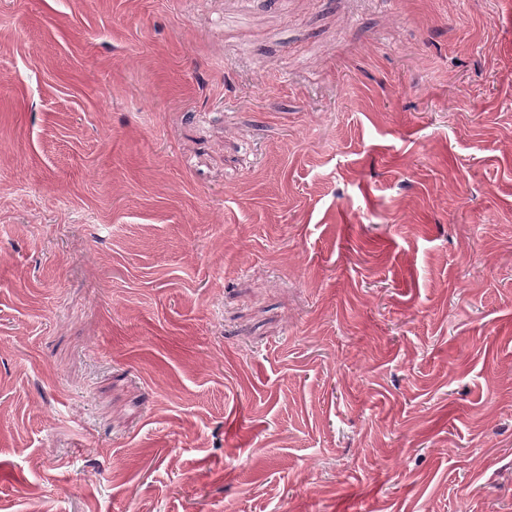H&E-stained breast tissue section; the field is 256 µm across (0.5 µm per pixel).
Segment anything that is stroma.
Masks as SVG:
<instances>
[{
	"instance_id": "stroma-1",
	"label": "stroma",
	"mask_w": 512,
	"mask_h": 512,
	"mask_svg": "<svg viewBox=\"0 0 512 512\" xmlns=\"http://www.w3.org/2000/svg\"><path fill=\"white\" fill-rule=\"evenodd\" d=\"M0 512H512V0H0Z\"/></svg>"
}]
</instances>
